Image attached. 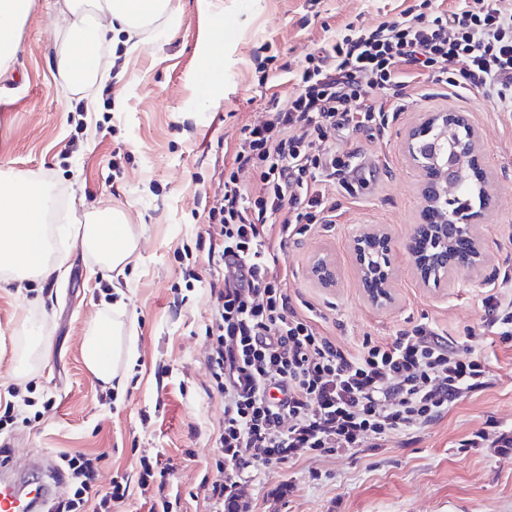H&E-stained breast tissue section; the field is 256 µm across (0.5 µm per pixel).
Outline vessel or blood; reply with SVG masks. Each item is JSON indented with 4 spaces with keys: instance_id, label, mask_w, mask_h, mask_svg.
I'll list each match as a JSON object with an SVG mask.
<instances>
[{
    "instance_id": "obj_1",
    "label": "vessel or blood",
    "mask_w": 512,
    "mask_h": 512,
    "mask_svg": "<svg viewBox=\"0 0 512 512\" xmlns=\"http://www.w3.org/2000/svg\"><path fill=\"white\" fill-rule=\"evenodd\" d=\"M35 479L20 482L11 460L0 459V512H41L45 502L58 494L61 486L51 478L47 457L35 460Z\"/></svg>"
}]
</instances>
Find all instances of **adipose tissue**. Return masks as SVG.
<instances>
[{
	"mask_svg": "<svg viewBox=\"0 0 512 512\" xmlns=\"http://www.w3.org/2000/svg\"><path fill=\"white\" fill-rule=\"evenodd\" d=\"M170 0H64L63 46L56 68L64 90H84L98 74V64L81 49L83 41L100 44L108 34L136 33L167 14ZM49 200L46 186L19 176L0 175V222L12 225L9 234L0 235V268L17 279H26L61 270L62 262H49L43 224ZM81 246L95 254L101 266L120 271L132 261L138 249V237L124 213L107 207L87 213L76 229ZM121 322L104 325L93 320L84 341V361L93 375L109 383L115 377V365L123 352Z\"/></svg>",
	"mask_w": 512,
	"mask_h": 512,
	"instance_id": "1",
	"label": "adipose tissue"
}]
</instances>
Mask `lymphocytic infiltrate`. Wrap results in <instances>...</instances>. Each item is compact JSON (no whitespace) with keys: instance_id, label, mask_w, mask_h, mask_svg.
<instances>
[{"instance_id":"1","label":"lymphocytic infiltrate","mask_w":512,"mask_h":512,"mask_svg":"<svg viewBox=\"0 0 512 512\" xmlns=\"http://www.w3.org/2000/svg\"><path fill=\"white\" fill-rule=\"evenodd\" d=\"M465 58L460 79L451 66ZM429 80L478 89L512 112V10L498 0H458L454 9L420 0L399 19L319 46L290 70L293 89L275 99L271 118L240 130L231 167L208 210V235L220 248L208 260L220 274L216 309L205 328L214 390L224 398L213 479L216 503L237 507L224 466L251 450L270 464L305 454H343L367 439L418 430L440 420L466 394L484 390L490 372L479 356L460 358L455 343L421 324L388 342L349 350L300 312L288 293L286 249L333 206L336 178L357 173L339 156L336 133L384 127L408 88ZM385 101H377V94ZM484 324L512 339V287L484 299ZM66 495L44 512H112L127 493L123 478L100 493L97 459L57 455Z\"/></svg>"}]
</instances>
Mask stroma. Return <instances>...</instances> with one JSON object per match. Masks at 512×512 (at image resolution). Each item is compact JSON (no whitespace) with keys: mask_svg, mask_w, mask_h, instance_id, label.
<instances>
[{"mask_svg":"<svg viewBox=\"0 0 512 512\" xmlns=\"http://www.w3.org/2000/svg\"><path fill=\"white\" fill-rule=\"evenodd\" d=\"M62 0H32L14 36L16 55L0 74V172L48 185L54 207L47 236L65 256L61 278L19 282L0 271V400L29 399L26 423L0 430L16 471L35 456L84 452L100 457L97 483L124 477L127 496L112 512H149L178 499V512H215L202 479L217 455L224 401L211 387L205 335L216 275L198 239L219 192L215 168L232 160L242 126L267 119L273 95L288 93L284 66L347 30L371 29L417 0H171L173 19L102 45L105 72L87 94L64 92L55 60L63 41ZM222 66L208 88L194 74L204 47ZM431 112L463 113L479 139L493 198L473 203L487 261L456 271L445 288L416 279L406 243L421 211L423 175L404 143ZM356 152L363 175L342 176L330 197L333 220L289 243L288 292L322 330L354 349L425 323L456 340L460 357L479 355L490 387L468 394L434 424L366 440L336 456L311 453L288 464L246 458L237 487L251 512H512V345L484 326L483 298L512 278V114L482 93L423 82L384 130L337 135ZM123 210L138 250L123 274L102 269L71 232L86 211ZM385 228L395 244L394 304L365 298L349 245L364 228ZM330 260L336 282L310 274ZM129 328L134 355L108 386L86 367L83 338L93 319ZM487 439L467 445L475 432ZM169 463L165 486H142L141 459Z\"/></svg>","mask_w":512,"mask_h":512,"instance_id":"35a3bbf8","label":"stroma"}]
</instances>
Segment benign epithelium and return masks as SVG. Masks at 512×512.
<instances>
[{"label":"benign epithelium","mask_w":512,"mask_h":512,"mask_svg":"<svg viewBox=\"0 0 512 512\" xmlns=\"http://www.w3.org/2000/svg\"><path fill=\"white\" fill-rule=\"evenodd\" d=\"M406 151L424 173L420 222L413 226L408 254L418 281L439 290L457 268L479 266L486 258L475 213L457 204L462 183L484 182L477 139L463 115L431 112L409 132ZM350 254L367 301L377 309L391 306L392 236L382 227L368 228L353 237ZM310 273L325 287L335 280L333 265L324 257L312 262Z\"/></svg>","instance_id":"benign-epithelium-1"}]
</instances>
